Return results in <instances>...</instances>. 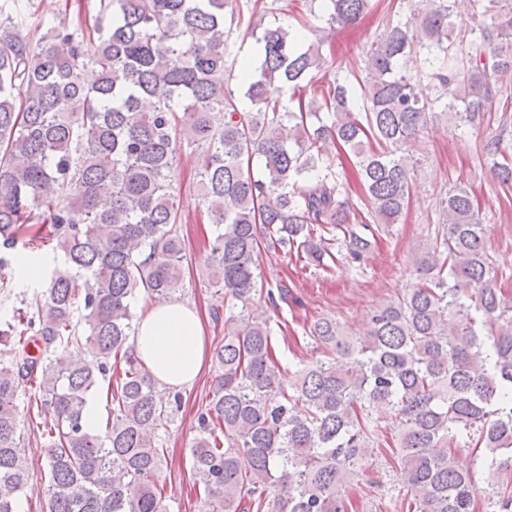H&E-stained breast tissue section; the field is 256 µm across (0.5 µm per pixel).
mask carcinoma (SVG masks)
Wrapping results in <instances>:
<instances>
[{"label":"carcinoma","mask_w":512,"mask_h":512,"mask_svg":"<svg viewBox=\"0 0 512 512\" xmlns=\"http://www.w3.org/2000/svg\"><path fill=\"white\" fill-rule=\"evenodd\" d=\"M17 2L0 0V270L45 248L64 269L17 315L18 356L0 360V512H17L29 473L18 405L29 382L49 438L43 512H168L164 440L183 395L134 352L131 301L185 291L184 149L199 157L196 196L215 234L205 263L224 306L213 309L224 338L189 450L198 512H349L348 485L375 462L380 407L408 477L406 512H512V275L495 267L470 191L441 199L415 282L373 312L362 338L316 320L306 334L324 358L291 366L276 355L272 318L249 312L258 296L276 312L290 293L261 278L267 250L322 271L338 259L363 267L408 208L409 151L441 115L480 128L501 112L482 149L512 189V0H424L372 43L359 95L330 76L320 46L266 21L274 8L254 0L245 108L225 86L238 0H74L73 19L39 22L37 47ZM321 2L330 32L371 6ZM461 3L490 23L459 59L450 17ZM414 52L442 89L434 99L404 70ZM334 143L361 175L371 222L358 232L344 182L321 163ZM71 345L94 363L59 355ZM103 382L108 419L91 431L88 398ZM463 448L493 478L492 501L458 462Z\"/></svg>","instance_id":"1"}]
</instances>
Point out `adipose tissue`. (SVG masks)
Segmentation results:
<instances>
[{
  "instance_id": "1",
  "label": "adipose tissue",
  "mask_w": 512,
  "mask_h": 512,
  "mask_svg": "<svg viewBox=\"0 0 512 512\" xmlns=\"http://www.w3.org/2000/svg\"><path fill=\"white\" fill-rule=\"evenodd\" d=\"M134 345L154 377L167 387H190L203 368V324L185 303L144 304Z\"/></svg>"
}]
</instances>
